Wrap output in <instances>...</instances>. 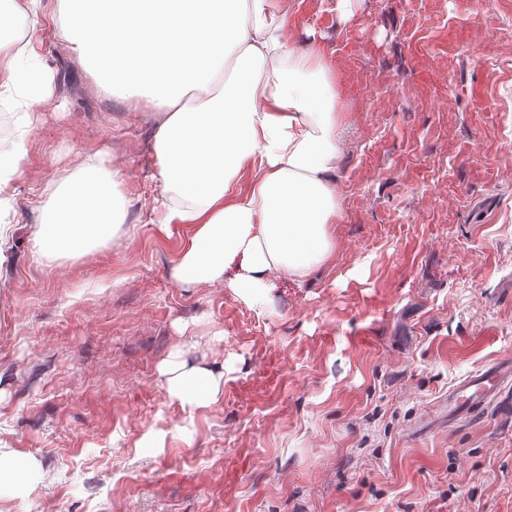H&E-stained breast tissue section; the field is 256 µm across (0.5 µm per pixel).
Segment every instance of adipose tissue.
Here are the masks:
<instances>
[{"label": "adipose tissue", "instance_id": "adipose-tissue-1", "mask_svg": "<svg viewBox=\"0 0 512 512\" xmlns=\"http://www.w3.org/2000/svg\"><path fill=\"white\" fill-rule=\"evenodd\" d=\"M124 2L59 0L61 35L78 53L104 50L102 83L161 115L151 141L161 186L157 226L193 229L176 279L187 286L225 280L249 307L264 309L273 276L303 274L333 250L338 114L322 51L291 44L287 18L272 0H174L161 20L152 0H139L133 12ZM231 47L243 68L218 93L215 81ZM21 54L0 39V94L21 90L30 106L19 118L24 138L51 83L41 72L21 75ZM190 93L198 101L193 112L184 104ZM121 180L118 169L94 159L61 180L35 228L37 249L82 253L90 240L116 230L124 222ZM236 258L241 273L225 279ZM221 380L182 367L166 389L197 408L215 399Z\"/></svg>", "mask_w": 512, "mask_h": 512}]
</instances>
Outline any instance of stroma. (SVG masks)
<instances>
[{
	"label": "stroma",
	"instance_id": "35a3bbf8",
	"mask_svg": "<svg viewBox=\"0 0 512 512\" xmlns=\"http://www.w3.org/2000/svg\"><path fill=\"white\" fill-rule=\"evenodd\" d=\"M336 80L331 258L263 311L173 277L159 114L100 84L57 0L20 13L53 94L25 142L0 263V449L43 477L0 512H512V413L448 422V392L512 359V0H275ZM123 173L120 239L45 257L54 181ZM224 375L192 409L167 366Z\"/></svg>",
	"mask_w": 512,
	"mask_h": 512
}]
</instances>
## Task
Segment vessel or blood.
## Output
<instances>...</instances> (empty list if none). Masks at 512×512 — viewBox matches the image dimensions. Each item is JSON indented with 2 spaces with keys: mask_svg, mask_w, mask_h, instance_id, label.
Returning a JSON list of instances; mask_svg holds the SVG:
<instances>
[{
  "mask_svg": "<svg viewBox=\"0 0 512 512\" xmlns=\"http://www.w3.org/2000/svg\"><path fill=\"white\" fill-rule=\"evenodd\" d=\"M512 382V362H501L472 375L448 393V420L467 418L497 400Z\"/></svg>",
  "mask_w": 512,
  "mask_h": 512,
  "instance_id": "obj_1",
  "label": "vessel or blood"
}]
</instances>
